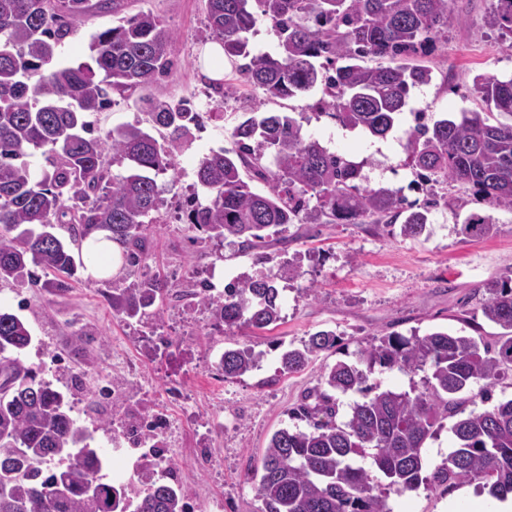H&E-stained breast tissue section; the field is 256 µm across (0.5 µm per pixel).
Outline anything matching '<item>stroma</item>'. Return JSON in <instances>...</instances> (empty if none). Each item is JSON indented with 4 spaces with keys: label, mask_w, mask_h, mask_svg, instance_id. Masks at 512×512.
Returning <instances> with one entry per match:
<instances>
[{
    "label": "stroma",
    "mask_w": 512,
    "mask_h": 512,
    "mask_svg": "<svg viewBox=\"0 0 512 512\" xmlns=\"http://www.w3.org/2000/svg\"><path fill=\"white\" fill-rule=\"evenodd\" d=\"M449 7L447 42L421 59L432 70L430 84L412 92L411 110L402 115L399 128L379 139L346 130L318 113L315 102L322 90L265 99L242 82L229 60L220 90L211 89L208 44L201 39L204 0H129L126 15L153 13L175 33L173 67L153 93L189 103L201 113L188 145L174 159L175 176L158 179V222L151 228L140 273L160 271L182 284L208 277L220 288L239 273L253 272L251 258L234 256L228 245L222 249L224 261L207 269L185 222L199 159L231 147V129L246 104L301 114L306 136L362 164L371 185L402 188L409 200L423 203L425 195L403 147L413 111L424 109L435 119L480 108L482 101L472 92L475 75L512 77V42L485 24L490 0H451ZM111 25V14L90 13L59 48L58 61L91 63L92 36ZM144 118L135 95L116 94L110 108L89 120L102 136ZM436 190L439 204L418 237L394 234L383 223L291 226L288 254L300 258L301 268L283 293L282 321L269 331L243 324L217 330L203 309L179 302L139 320L121 318L107 299L113 285L122 282L119 273L99 281L80 274L63 289L0 286V305L29 322L34 340L23 359L69 397L72 418L88 430L91 446L104 456V481L131 468L130 457L112 451L116 423L158 409L173 423L164 439L169 474L196 497L199 507L220 494L226 512H262L251 476L271 435L291 425L292 411L318 386L325 365L353 362L359 350L392 332L408 336L441 329L496 345L501 330L486 320L481 304L488 282L512 274V212L489 211L478 195L458 183H442ZM474 213L492 216L491 236L464 232L465 218ZM320 330L336 331V347L297 373L279 375L281 352L301 346ZM237 342L257 345L264 358L260 370L228 379L217 366L218 357ZM172 390L179 402L169 399ZM103 420L108 423L104 429L99 426ZM476 500L494 505L466 483L448 490L422 485L391 495L389 504L393 512H470Z\"/></svg>",
    "instance_id": "35a3bbf8"
}]
</instances>
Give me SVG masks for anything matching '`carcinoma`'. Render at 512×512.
Here are the masks:
<instances>
[{"label":"carcinoma","instance_id":"cac0c4a2","mask_svg":"<svg viewBox=\"0 0 512 512\" xmlns=\"http://www.w3.org/2000/svg\"><path fill=\"white\" fill-rule=\"evenodd\" d=\"M449 0H206L205 39L224 55L242 57L245 83L269 98L305 94L317 83L331 92L325 114L342 127L384 137L407 106L410 88L426 85L432 70L416 59L448 31ZM88 0H0V284L66 288L76 273L70 248L55 233L72 225L73 239L107 230L122 249L132 280L112 292V311L143 317L156 302L184 297L180 284L159 272L135 276L149 247L160 191L157 177L174 170V157L198 114L160 96L139 102L152 123L170 130L163 145L141 124L93 136L87 114L112 103L110 93L147 90L170 65L174 32L140 12L98 32L90 43L95 66L54 63L57 47L77 32ZM271 23L273 53L251 54L248 34L257 16ZM487 24L512 38V0H492ZM473 88L484 107L460 118L419 123L406 132L409 164L425 181L470 187L492 209L512 211V122L490 123L496 110L512 117V78L478 74ZM232 151L199 160L189 228L246 255L280 243L290 224L389 223L404 217L401 234L421 235L437 200L417 206L390 186L363 184L361 166L308 138L303 125L253 106L234 126ZM46 155L52 170H33L24 157ZM20 163H14V160ZM126 166L115 174L111 163ZM246 170L264 182L255 192ZM316 198L308 204L307 196ZM491 216H470L464 231L490 235ZM298 276L291 264L277 272L241 273L214 293L206 279L190 291L216 329L245 324L268 330L282 320L279 282ZM484 317L499 326L495 348L473 337L438 330L409 337L392 333L360 350L356 362L324 367L320 386L291 417L306 429L274 432L261 459L256 492L263 512H392L390 491L422 483L423 448L451 426L455 448L430 474L433 487L477 483L489 496L512 493V399L469 411L458 394L488 388L512 370V277L487 287ZM32 342L20 316L0 310V512H126L124 493L99 478L100 451L70 416L71 403L38 377L19 355ZM332 331L312 334L280 354L278 373L302 370L336 347ZM264 352L252 344L224 350V378L260 369ZM424 373L423 389L377 391L375 366ZM361 393L342 420L337 395ZM134 512H186L183 495L147 470Z\"/></svg>","mask_w":512,"mask_h":512}]
</instances>
